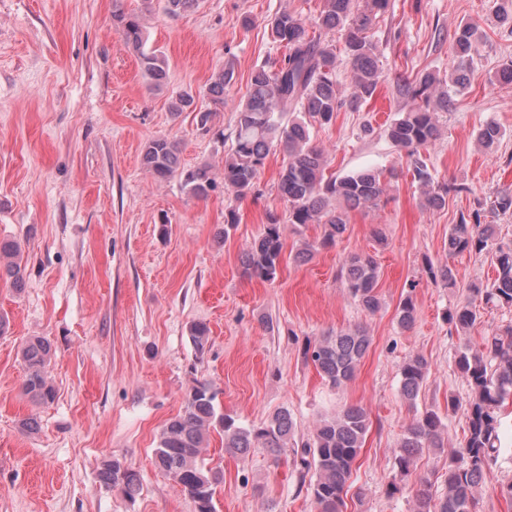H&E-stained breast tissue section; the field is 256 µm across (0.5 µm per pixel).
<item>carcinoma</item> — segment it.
<instances>
[{
    "label": "carcinoma",
    "instance_id": "1",
    "mask_svg": "<svg viewBox=\"0 0 512 512\" xmlns=\"http://www.w3.org/2000/svg\"><path fill=\"white\" fill-rule=\"evenodd\" d=\"M164 9L176 15L200 6L201 0H164ZM388 0H323L314 22L284 9L269 23L272 41L285 48V53L258 67L251 75L246 100L237 107V122L231 153L224 159V186L236 196L245 198L265 167L270 152L276 148L288 154V164L281 170L279 195L288 201V223L302 227L321 224L324 234L318 242H305L295 260L305 262L318 248L332 247L347 229V210L375 208L385 194V175L379 169H364L343 177H327L324 150L311 144L314 126H327L344 104L357 109L373 96L382 82L383 68L377 43L372 33L373 20L385 11ZM114 17L122 27L125 44L138 52L140 68L146 80L158 85L165 76V60L144 49L143 27L134 14L117 9ZM339 34L344 41L346 61L352 71L354 92L344 101L336 85V46L312 35L310 27ZM479 39L478 28L471 24L458 27L453 37L456 68L441 76L436 70L397 82V93L410 107L399 114L387 128V136L408 159L407 170L418 182L423 195L422 207L441 209L446 205L448 185H439L429 169L425 151L440 137L436 114L454 105V95L470 82L471 61ZM233 77L225 70L212 78L208 86L214 110L224 108V90ZM195 106V96L183 91L173 98L171 112L178 115ZM212 110V111H214ZM212 111L200 113V125L211 120ZM504 133L495 123H487L477 133V142L486 149L496 146ZM144 168L158 180L176 174L183 187L194 196L204 197L213 188L210 166L181 169L176 142L167 138L150 141L142 154ZM490 213L512 211V190L497 191L489 199ZM282 217L266 212L262 232L253 240L242 258V267L250 278L270 281L276 278L283 252ZM464 252L485 254L496 271L489 288L468 289V296L448 311V325L456 331L473 326L481 305L512 308V243L498 240L496 225L484 224L480 213L473 221L464 219L448 232V255ZM341 277L351 298L373 315L382 308L378 293L379 271L369 255L353 253L344 258ZM429 280L445 287L456 285L449 264L428 265ZM13 287L24 285L22 257L17 245L0 243V280ZM397 324L407 331L414 327L417 308L411 294L401 298L397 306ZM190 338L198 352L208 342V328L190 326ZM372 343L367 329L358 325L334 336L306 345L309 356L322 377L334 388L351 382ZM52 349L40 337L30 339L21 356L25 366L24 394L35 405L52 403L56 389L48 378ZM456 367L469 388V399L461 403L448 399V411L463 410L466 418L464 437L452 451L448 472L418 479L415 490L416 512H472L478 489L490 478V465L501 444V415L512 399V325L482 339L480 349L461 352ZM431 366L422 355L408 358L400 368V392L415 403L425 387ZM371 426L367 411L349 406L335 416L320 420L311 439L302 444V465L314 471L310 482L317 512H347L348 481ZM224 434V448L244 459L253 448H285L293 440L295 423L283 409L260 426H244L219 411L216 393L207 382H196L186 394L182 410L162 427L154 462L195 504V512H216L214 496L224 481V472L205 463L204 453L211 433ZM445 425L437 411L427 409L406 426L397 448L393 450V468L403 477L415 468L417 457L426 450L445 451ZM101 483L121 489L133 496L141 486L137 471L116 459L101 465ZM444 478V490L434 497L432 478Z\"/></svg>",
    "mask_w": 512,
    "mask_h": 512
}]
</instances>
